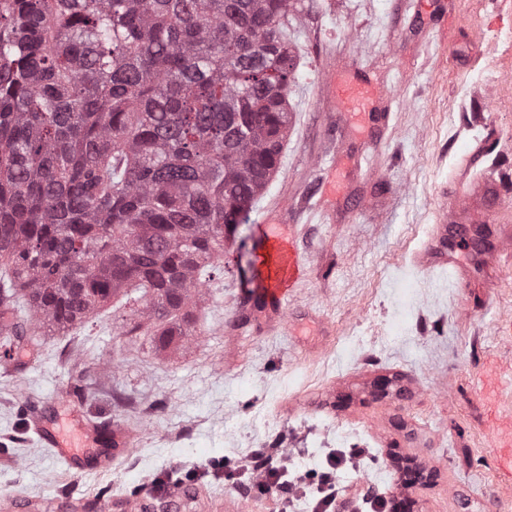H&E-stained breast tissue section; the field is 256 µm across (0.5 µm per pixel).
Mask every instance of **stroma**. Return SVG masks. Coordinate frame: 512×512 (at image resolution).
I'll return each mask as SVG.
<instances>
[{"instance_id":"stroma-1","label":"stroma","mask_w":512,"mask_h":512,"mask_svg":"<svg viewBox=\"0 0 512 512\" xmlns=\"http://www.w3.org/2000/svg\"><path fill=\"white\" fill-rule=\"evenodd\" d=\"M297 78L277 173L207 282L196 333L165 350L129 336L131 305L81 327L40 330L0 353V512H276V496L235 473L259 448L301 470L336 457V512L399 495L391 453L435 472L413 512H512L497 473L498 428L512 424V246L458 282L421 264L460 155L487 141L501 186L481 231L512 221V0H294ZM385 95L344 112L328 92L348 76ZM304 259L279 312L255 306L274 242ZM400 380L404 398L374 392ZM93 395L78 398L77 386ZM88 446L70 471L25 427ZM111 457L108 468L95 460Z\"/></svg>"}]
</instances>
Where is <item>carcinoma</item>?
<instances>
[{"mask_svg": "<svg viewBox=\"0 0 512 512\" xmlns=\"http://www.w3.org/2000/svg\"><path fill=\"white\" fill-rule=\"evenodd\" d=\"M290 0H0V320L195 335L288 140Z\"/></svg>", "mask_w": 512, "mask_h": 512, "instance_id": "carcinoma-1", "label": "carcinoma"}]
</instances>
